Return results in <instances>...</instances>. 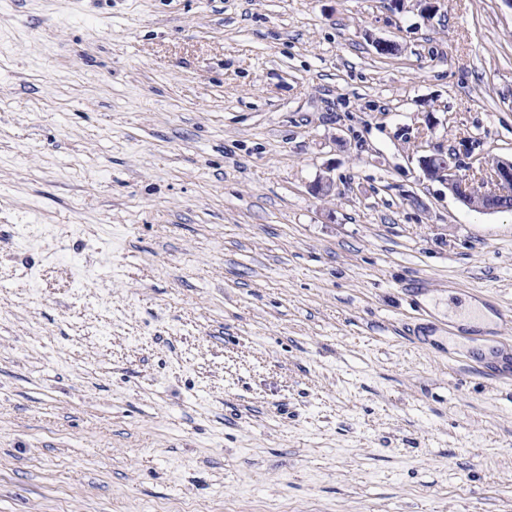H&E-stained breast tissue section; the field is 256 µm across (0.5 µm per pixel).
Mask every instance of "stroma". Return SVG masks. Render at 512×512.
<instances>
[{"label": "stroma", "mask_w": 512, "mask_h": 512, "mask_svg": "<svg viewBox=\"0 0 512 512\" xmlns=\"http://www.w3.org/2000/svg\"><path fill=\"white\" fill-rule=\"evenodd\" d=\"M468 146L507 0H0V512H512V321L457 322L512 213L417 162Z\"/></svg>", "instance_id": "obj_1"}]
</instances>
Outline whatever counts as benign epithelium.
Returning a JSON list of instances; mask_svg holds the SVG:
<instances>
[{
  "label": "benign epithelium",
  "instance_id": "benign-epithelium-1",
  "mask_svg": "<svg viewBox=\"0 0 512 512\" xmlns=\"http://www.w3.org/2000/svg\"><path fill=\"white\" fill-rule=\"evenodd\" d=\"M418 164L426 178L446 185L449 192L472 210L499 212L512 203V159L497 161L489 177L478 184L460 174L470 164L462 162L458 153L421 155Z\"/></svg>",
  "mask_w": 512,
  "mask_h": 512
}]
</instances>
